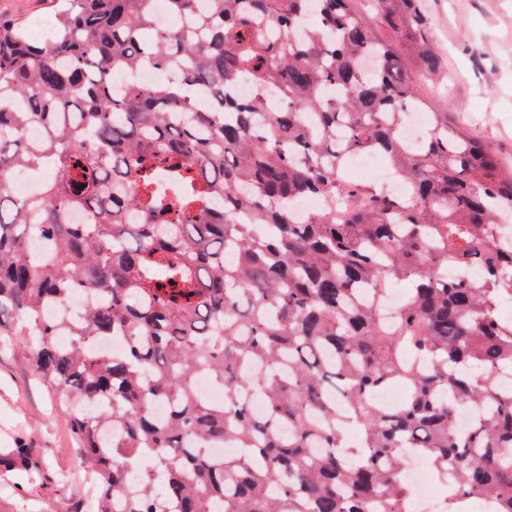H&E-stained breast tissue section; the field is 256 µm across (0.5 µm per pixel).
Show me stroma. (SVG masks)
<instances>
[{
  "label": "stroma",
  "mask_w": 512,
  "mask_h": 512,
  "mask_svg": "<svg viewBox=\"0 0 512 512\" xmlns=\"http://www.w3.org/2000/svg\"><path fill=\"white\" fill-rule=\"evenodd\" d=\"M447 77L424 93L450 123L512 161V0H425ZM0 16L50 29V0H0ZM25 459H18V452ZM93 475L48 388L19 346L0 347V512H87Z\"/></svg>",
  "instance_id": "1"
}]
</instances>
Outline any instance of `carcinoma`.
<instances>
[{
	"instance_id": "1",
	"label": "carcinoma",
	"mask_w": 512,
	"mask_h": 512,
	"mask_svg": "<svg viewBox=\"0 0 512 512\" xmlns=\"http://www.w3.org/2000/svg\"><path fill=\"white\" fill-rule=\"evenodd\" d=\"M421 2L164 0L184 25L162 30L158 0H57L40 42L0 16V337L23 336L74 410L89 512L122 488L121 512H408V452L429 456L442 512H512V165L422 94L444 71ZM144 65L178 76L113 91ZM420 108L431 128L406 142ZM368 152L408 202L347 180ZM49 159L59 178L17 202L9 170ZM304 197L341 206L299 222ZM82 290L95 300L64 337L41 312ZM116 336L124 352L93 348ZM393 382L405 397L377 405ZM224 441L245 454L213 456Z\"/></svg>"
}]
</instances>
